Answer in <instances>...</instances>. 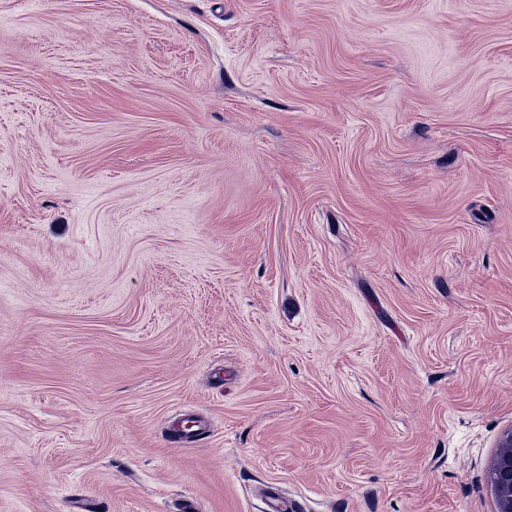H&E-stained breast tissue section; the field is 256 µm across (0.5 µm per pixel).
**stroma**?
<instances>
[{
  "label": "stroma",
  "instance_id": "stroma-1",
  "mask_svg": "<svg viewBox=\"0 0 512 512\" xmlns=\"http://www.w3.org/2000/svg\"><path fill=\"white\" fill-rule=\"evenodd\" d=\"M510 431L512 0H0V512H495ZM265 505L266 512H303L306 510L302 502L288 499L275 484H269L267 488Z\"/></svg>",
  "mask_w": 512,
  "mask_h": 512
}]
</instances>
